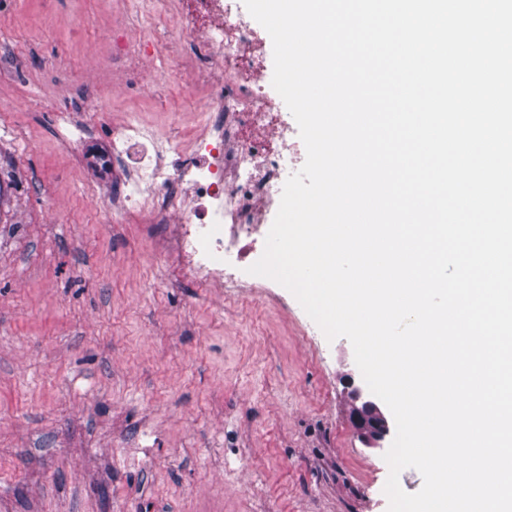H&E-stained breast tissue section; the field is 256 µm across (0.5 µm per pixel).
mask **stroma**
Here are the masks:
<instances>
[{
    "mask_svg": "<svg viewBox=\"0 0 512 512\" xmlns=\"http://www.w3.org/2000/svg\"><path fill=\"white\" fill-rule=\"evenodd\" d=\"M166 27L101 0H0V512H388L350 341L287 289L216 294L166 225L104 216L129 177L113 127L189 139L203 109L162 51L155 88H119L113 38Z\"/></svg>",
    "mask_w": 512,
    "mask_h": 512,
    "instance_id": "1",
    "label": "stroma"
}]
</instances>
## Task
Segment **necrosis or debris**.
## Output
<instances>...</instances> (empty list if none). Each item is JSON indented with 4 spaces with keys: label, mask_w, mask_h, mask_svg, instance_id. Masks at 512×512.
<instances>
[{
    "label": "necrosis or debris",
    "mask_w": 512,
    "mask_h": 512,
    "mask_svg": "<svg viewBox=\"0 0 512 512\" xmlns=\"http://www.w3.org/2000/svg\"><path fill=\"white\" fill-rule=\"evenodd\" d=\"M139 6L171 18L173 66L206 109L187 147L139 120L113 128V156L136 166L117 197L143 223L176 225L189 274L213 288L253 286L250 239L278 208L293 153L292 116L264 81L263 35L242 0H140ZM147 52L141 39L113 42L112 67L124 90L156 83Z\"/></svg>",
    "instance_id": "1"
}]
</instances>
